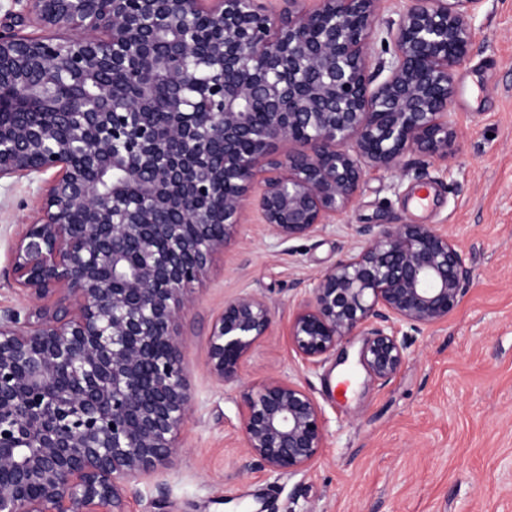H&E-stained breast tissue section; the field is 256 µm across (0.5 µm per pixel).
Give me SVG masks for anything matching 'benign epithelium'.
Returning a JSON list of instances; mask_svg holds the SVG:
<instances>
[{"mask_svg":"<svg viewBox=\"0 0 512 512\" xmlns=\"http://www.w3.org/2000/svg\"><path fill=\"white\" fill-rule=\"evenodd\" d=\"M306 2L14 0L0 22V88L16 93L0 100V181L52 172L6 272L29 306L0 310V512H124L175 464L193 408L179 321L253 188L285 243L335 223L367 172L455 155L453 71L485 0H407L384 29L380 0ZM201 19L224 32L204 52ZM56 87L55 122L29 118ZM359 235L288 340L316 367L361 336L358 363L385 384L408 357L398 327L448 320L472 272L426 224ZM272 326L265 296L225 302L209 375L237 380ZM240 429L251 465L280 474L326 443L313 395L279 375L242 393Z\"/></svg>","mask_w":512,"mask_h":512,"instance_id":"7a95c632","label":"benign epithelium"}]
</instances>
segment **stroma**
Returning <instances> with one entry per match:
<instances>
[{
	"mask_svg": "<svg viewBox=\"0 0 512 512\" xmlns=\"http://www.w3.org/2000/svg\"><path fill=\"white\" fill-rule=\"evenodd\" d=\"M453 84L458 151L448 163L368 173L338 223L283 244L247 206L180 322L194 410L177 463L144 477L125 512H512V0H485ZM423 187L433 202L418 210ZM38 200L36 184L0 182L1 309L23 305L5 273ZM368 224L433 226L472 271L447 322L412 333L385 384L357 363V346L347 363L309 368L288 342L296 305ZM246 292L266 295L273 329L222 385L205 368L209 330ZM273 374L315 397L326 429L319 457L289 475L250 468L239 430L242 391Z\"/></svg>",
	"mask_w": 512,
	"mask_h": 512,
	"instance_id": "35a3bbf8",
	"label": "stroma"
}]
</instances>
